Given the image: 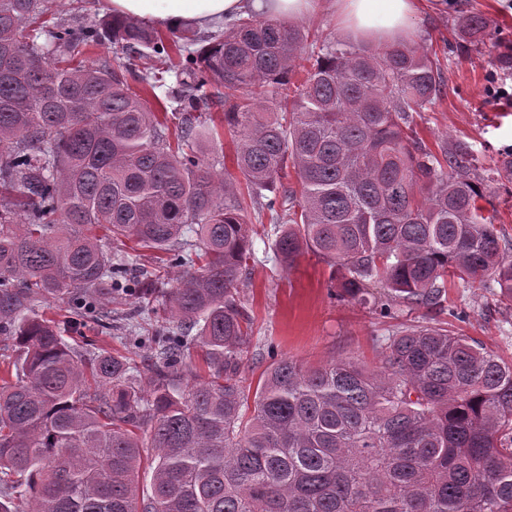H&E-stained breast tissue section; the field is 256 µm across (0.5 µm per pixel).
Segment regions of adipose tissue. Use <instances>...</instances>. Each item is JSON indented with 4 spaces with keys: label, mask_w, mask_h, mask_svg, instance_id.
Returning <instances> with one entry per match:
<instances>
[{
    "label": "adipose tissue",
    "mask_w": 512,
    "mask_h": 512,
    "mask_svg": "<svg viewBox=\"0 0 512 512\" xmlns=\"http://www.w3.org/2000/svg\"><path fill=\"white\" fill-rule=\"evenodd\" d=\"M114 15L146 20L164 29H214L225 19L252 12L297 19L329 5L338 23L354 37L380 44L403 39L425 0H107Z\"/></svg>",
    "instance_id": "obj_1"
}]
</instances>
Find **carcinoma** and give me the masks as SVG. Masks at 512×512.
Here are the masks:
<instances>
[{
	"label": "carcinoma",
	"mask_w": 512,
	"mask_h": 512,
	"mask_svg": "<svg viewBox=\"0 0 512 512\" xmlns=\"http://www.w3.org/2000/svg\"><path fill=\"white\" fill-rule=\"evenodd\" d=\"M55 3L0 0V335L19 352L0 384V512H512V361L479 341L428 322L392 331L373 370L282 358L254 389L242 374L247 213L265 191L275 258L317 255L360 305L386 288L385 317L444 311L455 279L512 300V240L468 148L413 136L441 99L438 56L253 15L202 45L114 16L46 29ZM458 28L484 43L482 15ZM102 40L114 58L74 63ZM212 105L239 133L242 188L199 143ZM99 227L158 257L112 252ZM50 297L151 363L71 345L34 313Z\"/></svg>",
	"instance_id": "carcinoma-1"
}]
</instances>
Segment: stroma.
I'll list each match as a JSON object with an SVG mask.
<instances>
[{"label": "stroma", "instance_id": "obj_1", "mask_svg": "<svg viewBox=\"0 0 512 512\" xmlns=\"http://www.w3.org/2000/svg\"><path fill=\"white\" fill-rule=\"evenodd\" d=\"M473 10L487 22L485 42L478 46L457 31L459 17ZM408 42L445 59L444 95L419 121V137L436 153L458 144L470 148L478 177L488 183L497 222L512 237V172L502 166L512 151V102L488 96L502 80L491 58L512 50V0H428ZM251 219L264 224L267 234L253 241L255 261L244 286L255 344L244 365L249 382H257L277 357L311 365L350 357L375 367L383 340L397 323L428 320L422 309L402 312L393 320L336 300L329 290L330 268L322 259L308 253L294 268H284L274 257L270 213L255 210ZM448 306L455 312L449 329L512 360V301L488 300L473 289L455 287L448 291Z\"/></svg>", "mask_w": 512, "mask_h": 512}]
</instances>
